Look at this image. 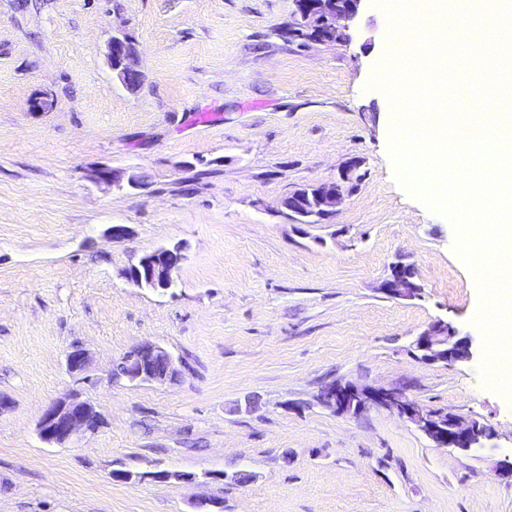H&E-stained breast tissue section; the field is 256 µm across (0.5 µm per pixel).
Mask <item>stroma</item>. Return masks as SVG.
Instances as JSON below:
<instances>
[{"label":"stroma","mask_w":512,"mask_h":512,"mask_svg":"<svg viewBox=\"0 0 512 512\" xmlns=\"http://www.w3.org/2000/svg\"><path fill=\"white\" fill-rule=\"evenodd\" d=\"M294 0H0V512H512V397L487 375L478 288L448 218L394 177L393 114L374 79L395 19L374 0L348 45L299 44ZM134 40L126 90L105 50ZM372 41L364 52L360 45ZM53 99L52 110L32 107ZM362 180L326 224L280 200ZM143 176L116 189L101 168ZM128 225L121 242L107 238ZM187 242L173 292L130 284L140 256ZM410 264L419 297L381 290ZM472 336L471 361L421 359L436 321ZM82 344L104 424L72 445L37 434ZM150 343L184 362L174 385L111 381ZM336 381L396 389L478 418V453L434 447L395 413L316 406ZM207 475L149 479L155 467ZM133 473L114 481L113 470ZM248 471L252 482L235 481Z\"/></svg>","instance_id":"stroma-1"}]
</instances>
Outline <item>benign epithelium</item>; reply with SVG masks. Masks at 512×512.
Returning <instances> with one entry per match:
<instances>
[{
    "mask_svg": "<svg viewBox=\"0 0 512 512\" xmlns=\"http://www.w3.org/2000/svg\"><path fill=\"white\" fill-rule=\"evenodd\" d=\"M295 11L291 29L313 28L321 26L317 33L331 36L329 42L350 44L354 39V25L359 16L369 8L372 0H294ZM137 55L134 43L112 37L106 45V60L112 62L113 55ZM362 162L358 158L350 159L342 170L339 179L319 183L321 219L327 220L336 213L343 202L345 193L351 191L360 180L357 175ZM187 245L177 243L167 248L159 263H150L140 258L125 271L127 280L134 278L146 280L156 285L157 279L163 284L174 280V274L187 257ZM381 289L393 298L413 299L420 295L421 287L415 281L413 268L396 262L391 273L383 282ZM415 349L421 358L429 362L454 364L472 359V341L468 337L460 338L452 325L437 321L420 333L414 340ZM160 361L169 372L181 375L180 362L166 349L143 344L135 348L127 367L139 368L138 377L148 383H159L147 369L148 363ZM66 370L74 383L90 384L89 355L85 348L76 345L66 354ZM316 404L340 416L356 415L370 408H384L395 412L404 421L411 424L437 448H453L462 452H478L490 447L494 433L473 417L449 414L447 418L428 410L408 399L400 392L383 388H373L354 383H336L323 386L316 395ZM96 412L90 400L73 390L66 396L50 403L44 410L38 423L40 439L49 445L71 444L86 434H93L102 425V418L92 419ZM145 476L170 483H187L196 480L189 472H172L164 469L145 473Z\"/></svg>",
    "mask_w": 512,
    "mask_h": 512,
    "instance_id": "1",
    "label": "benign epithelium"
}]
</instances>
